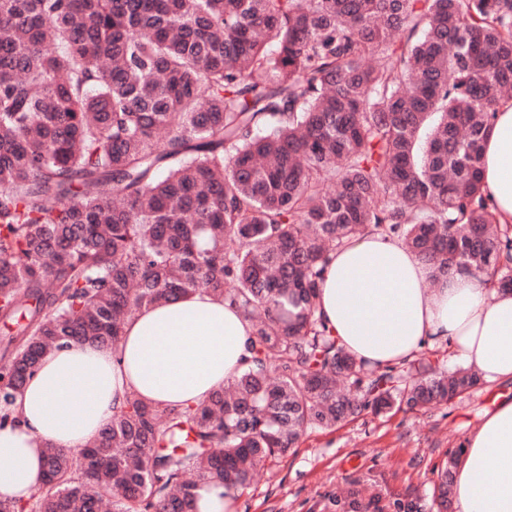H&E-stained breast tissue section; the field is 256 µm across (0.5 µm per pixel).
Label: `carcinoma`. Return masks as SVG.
Returning <instances> with one entry per match:
<instances>
[{
	"label": "carcinoma",
	"instance_id": "1",
	"mask_svg": "<svg viewBox=\"0 0 512 512\" xmlns=\"http://www.w3.org/2000/svg\"><path fill=\"white\" fill-rule=\"evenodd\" d=\"M511 90L512 0H0V427L44 354L116 348L143 308L206 292L253 327L206 400L126 398L0 512H195L199 484L234 493L309 429L477 386L424 357L367 366L318 290L372 232L512 291L480 178Z\"/></svg>",
	"mask_w": 512,
	"mask_h": 512
}]
</instances>
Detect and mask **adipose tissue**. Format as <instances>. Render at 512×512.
Wrapping results in <instances>:
<instances>
[{
  "mask_svg": "<svg viewBox=\"0 0 512 512\" xmlns=\"http://www.w3.org/2000/svg\"><path fill=\"white\" fill-rule=\"evenodd\" d=\"M482 181L512 223V102L501 103L483 147ZM431 268L400 241L365 234L331 254L318 314L330 335L371 366L410 361L446 344L488 383L512 382V293ZM250 322L223 299L197 293L135 313L119 348L85 343L48 352L17 393L16 423L0 428V499L29 497L47 449L99 438L128 393L179 406L208 397L243 368ZM455 512H512V399L468 435L453 485Z\"/></svg>",
  "mask_w": 512,
  "mask_h": 512,
  "instance_id": "obj_1",
  "label": "adipose tissue"
}]
</instances>
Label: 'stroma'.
<instances>
[{"label": "stroma", "mask_w": 512, "mask_h": 512, "mask_svg": "<svg viewBox=\"0 0 512 512\" xmlns=\"http://www.w3.org/2000/svg\"><path fill=\"white\" fill-rule=\"evenodd\" d=\"M512 383L480 384L425 413L365 414L312 429L240 490L235 512H433L437 471Z\"/></svg>", "instance_id": "stroma-1"}]
</instances>
